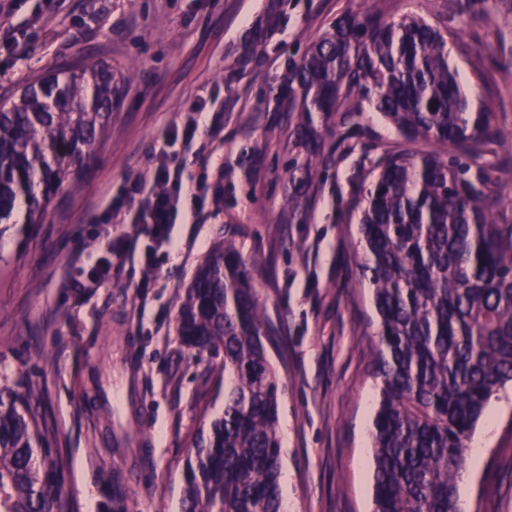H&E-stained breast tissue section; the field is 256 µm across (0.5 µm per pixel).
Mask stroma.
Masks as SVG:
<instances>
[{"label":"stroma","instance_id":"stroma-1","mask_svg":"<svg viewBox=\"0 0 512 512\" xmlns=\"http://www.w3.org/2000/svg\"><path fill=\"white\" fill-rule=\"evenodd\" d=\"M19 50L0 44V98L83 56L111 64L123 91L75 188L40 224L0 234V377L42 421L59 465L61 512H180L188 456L224 411V378L177 333L178 305L198 266L236 230L268 323L281 385L286 512H373L369 432L376 398L371 291L358 281L347 209L360 170L394 145L370 104L353 119L288 109L290 69L345 15L445 21L450 61L468 96L512 130V0H5ZM224 128L176 144L172 164L202 178L205 219L184 199L176 246L83 300L61 285L72 260L91 268L109 192L127 187L150 144L198 104ZM326 145L311 157L305 133ZM314 171H306V162ZM499 179L497 219L512 224V147L487 155ZM478 464L464 463V512H512V386L492 398Z\"/></svg>","mask_w":512,"mask_h":512}]
</instances>
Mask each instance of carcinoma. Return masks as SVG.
I'll list each match as a JSON object with an SVG mask.
<instances>
[{"label": "carcinoma", "instance_id": "1", "mask_svg": "<svg viewBox=\"0 0 512 512\" xmlns=\"http://www.w3.org/2000/svg\"><path fill=\"white\" fill-rule=\"evenodd\" d=\"M445 22L347 15L288 79L292 112H358L367 99L401 140L356 186L360 282L377 316L371 428L374 512H462L463 455L491 397L512 383V224L494 217L478 163L512 142L465 95ZM120 81L84 58L0 103V224L28 205L29 224L87 168L112 123ZM177 330L198 351L224 354V413L187 461L181 512H283L280 378L266 352L278 336L262 316L231 236L198 270ZM43 433L26 400L0 380V512H56L59 487L41 476Z\"/></svg>", "mask_w": 512, "mask_h": 512}]
</instances>
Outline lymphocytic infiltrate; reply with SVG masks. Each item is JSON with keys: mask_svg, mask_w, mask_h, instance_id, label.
<instances>
[{"mask_svg": "<svg viewBox=\"0 0 512 512\" xmlns=\"http://www.w3.org/2000/svg\"><path fill=\"white\" fill-rule=\"evenodd\" d=\"M221 118L218 112L208 117L202 112H193L184 122L172 124L154 142L147 153L145 169L137 175L131 190L112 196L106 203V218L101 229L106 240L104 252L86 277L67 276L66 285L74 290L76 298H84L92 289L110 283L129 260H138L145 272H152L154 249L173 247L172 229L182 200L185 196L197 195L199 187L182 167L171 166L170 150L179 142L191 144L202 125L216 127ZM116 224L146 225L153 249L137 251V233L113 235L111 228Z\"/></svg>", "mask_w": 512, "mask_h": 512, "instance_id": "1", "label": "lymphocytic infiltrate"}]
</instances>
